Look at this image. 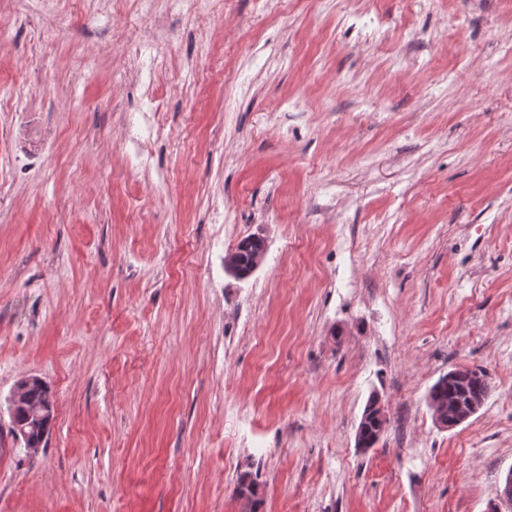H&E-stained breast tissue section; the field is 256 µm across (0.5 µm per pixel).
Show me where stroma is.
Returning <instances> with one entry per match:
<instances>
[{"instance_id":"stroma-1","label":"stroma","mask_w":512,"mask_h":512,"mask_svg":"<svg viewBox=\"0 0 512 512\" xmlns=\"http://www.w3.org/2000/svg\"><path fill=\"white\" fill-rule=\"evenodd\" d=\"M2 11L0 512H486L512 471V0ZM460 366L491 392L444 430L428 392ZM31 376L34 451L8 410ZM265 251L264 240L259 237H246L238 243L233 251L228 252L226 255L232 267H226L224 257V269L237 279L247 278L260 266L264 259ZM15 390L17 399L14 419L10 412V432L21 438L26 448H40L54 417L53 393L42 379L33 376L19 381ZM378 401L376 399H372L366 405L364 412L362 414L360 423L356 432V439L360 437L361 443H363L364 447L358 448H371L373 447L380 438L381 433L386 429L388 419L384 417V419H380L381 411L380 408L377 407ZM365 418V421L362 422V419ZM355 439V442H356Z\"/></svg>"}]
</instances>
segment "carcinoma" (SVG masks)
<instances>
[{
	"label": "carcinoma",
	"instance_id": "obj_1",
	"mask_svg": "<svg viewBox=\"0 0 512 512\" xmlns=\"http://www.w3.org/2000/svg\"><path fill=\"white\" fill-rule=\"evenodd\" d=\"M265 242L259 237H246L236 248L227 253L230 268L226 272L237 279L248 277L262 263ZM453 378L444 375L430 388L428 400L443 407L450 399H470L475 395L488 397L491 384L485 371L474 377L475 370L461 367L452 370ZM17 399L14 402V419L11 420V434L23 440L25 447L38 448L45 442L50 423L54 417V399L49 386L38 377H28L16 386ZM378 401L372 399L366 405L356 436L367 448L373 447L386 429L388 419L381 418Z\"/></svg>",
	"mask_w": 512,
	"mask_h": 512
}]
</instances>
